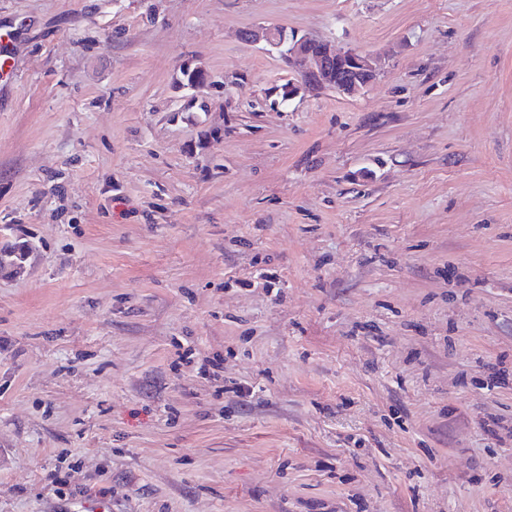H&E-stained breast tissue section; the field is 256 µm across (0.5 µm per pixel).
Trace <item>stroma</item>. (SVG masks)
I'll use <instances>...</instances> for the list:
<instances>
[{"mask_svg":"<svg viewBox=\"0 0 512 512\" xmlns=\"http://www.w3.org/2000/svg\"><path fill=\"white\" fill-rule=\"evenodd\" d=\"M273 26L378 77L281 100L239 37ZM0 29V512H512V0H0Z\"/></svg>","mask_w":512,"mask_h":512,"instance_id":"obj_1","label":"stroma"}]
</instances>
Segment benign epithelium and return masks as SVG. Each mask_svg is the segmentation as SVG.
<instances>
[{
  "label": "benign epithelium",
  "instance_id": "obj_1",
  "mask_svg": "<svg viewBox=\"0 0 512 512\" xmlns=\"http://www.w3.org/2000/svg\"><path fill=\"white\" fill-rule=\"evenodd\" d=\"M247 43L265 42L288 63V69L300 77L274 93L288 100L306 90H331L340 96L355 97L378 75L377 61L355 49L340 50L330 43L299 36L282 26L248 29L241 33Z\"/></svg>",
  "mask_w": 512,
  "mask_h": 512
}]
</instances>
